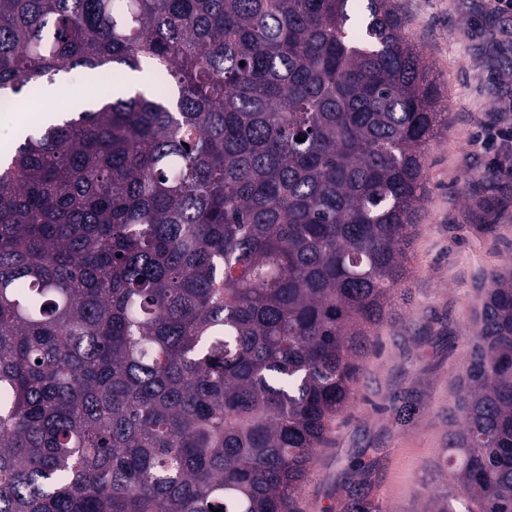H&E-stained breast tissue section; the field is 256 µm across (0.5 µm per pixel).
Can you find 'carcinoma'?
<instances>
[{"instance_id":"cac0c4a2","label":"carcinoma","mask_w":512,"mask_h":512,"mask_svg":"<svg viewBox=\"0 0 512 512\" xmlns=\"http://www.w3.org/2000/svg\"><path fill=\"white\" fill-rule=\"evenodd\" d=\"M0 512H296L406 275L443 112L391 0H0ZM303 141H297V138ZM427 512H512V265ZM125 79V71L122 68H114L105 76L97 77L94 73L73 70L55 80L54 85L58 87V95L55 100L56 108H69L76 100L75 94H82L90 90L92 98L97 99L101 93H112V84L117 85ZM40 112H28L27 110H20V112H0V143L5 144L8 142L17 126L21 122H26L29 125H34L37 121Z\"/></svg>"}]
</instances>
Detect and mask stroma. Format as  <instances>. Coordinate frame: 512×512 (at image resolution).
<instances>
[{
    "label": "stroma",
    "instance_id": "obj_1",
    "mask_svg": "<svg viewBox=\"0 0 512 512\" xmlns=\"http://www.w3.org/2000/svg\"><path fill=\"white\" fill-rule=\"evenodd\" d=\"M403 34L430 68L447 120L429 143L408 275L374 327L356 396L335 418L298 496V512H421L444 489L431 464L444 447L477 290L512 264V174L483 143L512 125V13L494 0H393ZM125 72L74 70L55 104L111 93ZM409 403L411 420L394 407Z\"/></svg>",
    "mask_w": 512,
    "mask_h": 512
}]
</instances>
